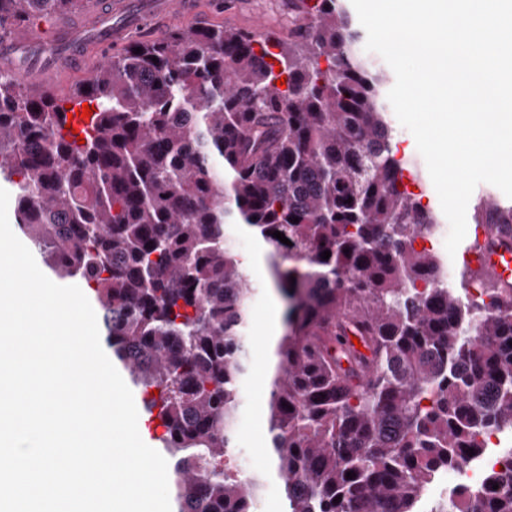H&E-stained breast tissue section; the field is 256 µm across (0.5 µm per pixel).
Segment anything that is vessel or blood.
<instances>
[{"instance_id":"vessel-or-blood-1","label":"vessel or blood","mask_w":512,"mask_h":512,"mask_svg":"<svg viewBox=\"0 0 512 512\" xmlns=\"http://www.w3.org/2000/svg\"><path fill=\"white\" fill-rule=\"evenodd\" d=\"M195 0H90L75 20L57 22L52 31L35 26L0 40V68L8 69L33 84L63 98L75 116L74 128H84L79 116L84 100L70 96L60 74L67 67L102 58L112 47L124 44L128 34L147 17L178 14L193 17ZM478 262L504 288H512V226L487 224L481 234Z\"/></svg>"}]
</instances>
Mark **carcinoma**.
I'll return each mask as SVG.
<instances>
[{
  "instance_id": "cac0c4a2",
  "label": "carcinoma",
  "mask_w": 512,
  "mask_h": 512,
  "mask_svg": "<svg viewBox=\"0 0 512 512\" xmlns=\"http://www.w3.org/2000/svg\"><path fill=\"white\" fill-rule=\"evenodd\" d=\"M78 2L0 0V29ZM288 11L286 40L217 23L113 54L72 85L95 107L83 144L54 95L0 70V182L32 251L90 289L162 428L174 512H256L266 480L231 463L255 288L227 224L270 247L286 303L265 408L286 512H416L435 473L512 429V290L457 294L416 249L438 218L343 0ZM474 223L512 225V205L489 196ZM430 512H512V461Z\"/></svg>"
}]
</instances>
